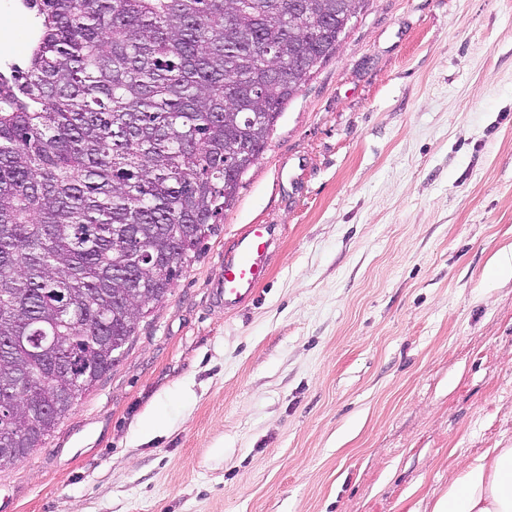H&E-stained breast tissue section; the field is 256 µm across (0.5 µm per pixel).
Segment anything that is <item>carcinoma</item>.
I'll list each match as a JSON object with an SVG mask.
<instances>
[{
	"instance_id": "carcinoma-1",
	"label": "carcinoma",
	"mask_w": 512,
	"mask_h": 512,
	"mask_svg": "<svg viewBox=\"0 0 512 512\" xmlns=\"http://www.w3.org/2000/svg\"><path fill=\"white\" fill-rule=\"evenodd\" d=\"M30 2L0 70V470L120 361L369 0Z\"/></svg>"
}]
</instances>
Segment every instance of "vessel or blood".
<instances>
[{"mask_svg": "<svg viewBox=\"0 0 512 512\" xmlns=\"http://www.w3.org/2000/svg\"><path fill=\"white\" fill-rule=\"evenodd\" d=\"M273 239L272 225L254 224L225 250L223 281L218 286L225 310L241 309L254 299L269 272Z\"/></svg>", "mask_w": 512, "mask_h": 512, "instance_id": "obj_1", "label": "vessel or blood"}]
</instances>
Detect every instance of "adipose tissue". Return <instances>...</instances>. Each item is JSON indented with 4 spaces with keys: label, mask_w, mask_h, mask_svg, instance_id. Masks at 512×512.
<instances>
[{
    "label": "adipose tissue",
    "mask_w": 512,
    "mask_h": 512,
    "mask_svg": "<svg viewBox=\"0 0 512 512\" xmlns=\"http://www.w3.org/2000/svg\"><path fill=\"white\" fill-rule=\"evenodd\" d=\"M434 512H512V448H497L448 478Z\"/></svg>",
    "instance_id": "1"
}]
</instances>
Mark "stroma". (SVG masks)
Returning a JSON list of instances; mask_svg holds the SVG:
<instances>
[{
	"mask_svg": "<svg viewBox=\"0 0 512 512\" xmlns=\"http://www.w3.org/2000/svg\"><path fill=\"white\" fill-rule=\"evenodd\" d=\"M250 224L271 271L228 312ZM506 253L512 0H370L120 361L0 470V512H433L512 448ZM274 231L270 224H252L224 251L223 282L218 290L225 310H239L254 299L269 272Z\"/></svg>",
	"mask_w": 512,
	"mask_h": 512,
	"instance_id": "stroma-1",
	"label": "stroma"
}]
</instances>
